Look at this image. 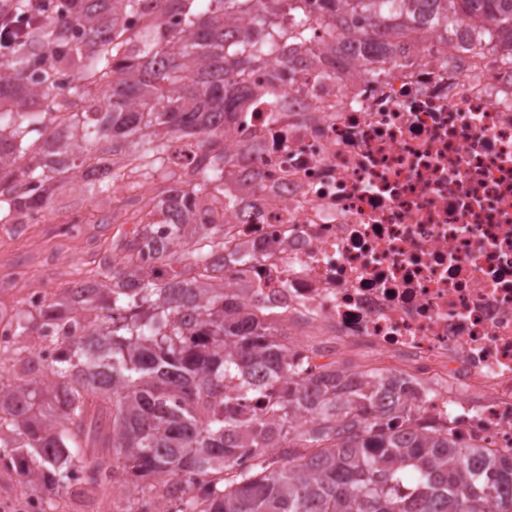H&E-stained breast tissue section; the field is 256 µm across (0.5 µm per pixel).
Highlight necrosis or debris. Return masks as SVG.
<instances>
[{"label": "necrosis or debris", "mask_w": 512, "mask_h": 512, "mask_svg": "<svg viewBox=\"0 0 512 512\" xmlns=\"http://www.w3.org/2000/svg\"><path fill=\"white\" fill-rule=\"evenodd\" d=\"M405 30L364 74L353 50L256 64L224 123V270L262 314L319 326L387 368L489 401L461 444L512 446V65Z\"/></svg>", "instance_id": "necrosis-or-debris-1"}]
</instances>
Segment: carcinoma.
<instances>
[{"label":"carcinoma","instance_id":"obj_1","mask_svg":"<svg viewBox=\"0 0 512 512\" xmlns=\"http://www.w3.org/2000/svg\"><path fill=\"white\" fill-rule=\"evenodd\" d=\"M323 17L325 44L379 48L413 17L422 38L446 41L452 19L512 61V0H56L23 44L0 54V224H25L44 208L49 180L145 169L170 144L196 139L199 164L163 191L137 237L98 260L92 285L77 281L17 324V334L61 333L46 369L55 417L28 381L0 380V459L46 473L57 488L93 490L118 470L165 487L137 512H512V447L484 454L461 445L451 423L423 419L434 391L396 375L355 373L292 358L287 333L254 317L224 280L184 269L155 274L169 227L173 245L206 265L224 252L223 225L196 206L224 180L209 160L224 144V113L241 106L228 75L269 53L281 14ZM146 18L138 30L128 19ZM37 131L38 147L27 136ZM100 324L83 325L99 294ZM258 400L265 414L246 416Z\"/></svg>","mask_w":512,"mask_h":512}]
</instances>
